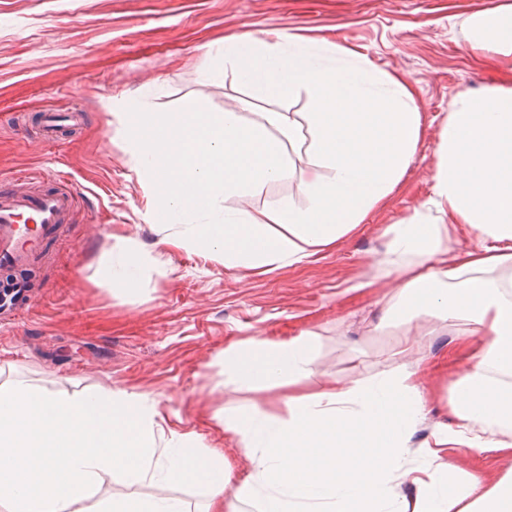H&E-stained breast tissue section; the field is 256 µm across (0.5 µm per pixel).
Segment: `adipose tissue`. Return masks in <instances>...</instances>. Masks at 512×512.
I'll use <instances>...</instances> for the list:
<instances>
[{"label":"adipose tissue","instance_id":"ef3b65f1","mask_svg":"<svg viewBox=\"0 0 512 512\" xmlns=\"http://www.w3.org/2000/svg\"><path fill=\"white\" fill-rule=\"evenodd\" d=\"M476 43L512 54V8L474 14ZM290 35L226 39L253 98L306 94L305 123L275 112L269 125L190 99L174 112L137 99L123 127L150 181L152 215L166 243L271 272L307 263L357 235L405 176L424 114L407 80L369 61L332 63ZM433 193L405 221L385 227L379 281L390 284L384 317L400 326L386 371L340 386L311 387L315 335L281 343L253 338L225 351L240 387H281L287 417L224 406L250 473L231 485L223 454L194 436L164 434L140 394L76 397L0 384V512H77L102 478L155 485L190 481L207 492L205 512H512V470L496 477L451 460L459 450L512 456V86L459 95L437 142ZM322 169L303 183V205L267 201L221 210L220 200L292 179L298 161ZM476 238L452 251L451 238ZM148 262L141 242L119 238L104 268L113 291L130 293ZM466 336V367L447 388L456 428L440 426L413 446L429 400L414 322Z\"/></svg>","mask_w":512,"mask_h":512}]
</instances>
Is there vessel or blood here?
I'll list each match as a JSON object with an SVG mask.
<instances>
[{
    "label": "vessel or blood",
    "mask_w": 512,
    "mask_h": 512,
    "mask_svg": "<svg viewBox=\"0 0 512 512\" xmlns=\"http://www.w3.org/2000/svg\"><path fill=\"white\" fill-rule=\"evenodd\" d=\"M77 121V114L68 111L42 117L49 138ZM41 181V176L21 171L11 177L9 188L0 190V271L15 275L0 286V309L14 314L22 313L29 296L22 272L45 262L48 242L62 235L83 202L70 178L57 176L58 186L51 191L41 189Z\"/></svg>",
    "instance_id": "1"
}]
</instances>
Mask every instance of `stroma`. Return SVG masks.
<instances>
[{
    "label": "stroma",
    "mask_w": 512,
    "mask_h": 512,
    "mask_svg": "<svg viewBox=\"0 0 512 512\" xmlns=\"http://www.w3.org/2000/svg\"><path fill=\"white\" fill-rule=\"evenodd\" d=\"M507 5L512 0H0V175L62 170L86 196L51 244L50 263L32 271L30 308L0 318V383L142 394L156 403L165 431L200 437L233 465L234 481L244 480L239 440L216 412L228 401L278 414L284 408L278 389L238 388L224 372L225 349L310 330L316 378L340 385L393 361L398 336L380 322L384 289L350 285L376 274L382 229L431 196L437 138L455 97L512 80V56L474 43L466 24L471 13ZM269 31L336 42L375 71L404 77L426 121L406 176L356 237L307 265L246 274L163 244L118 115L144 91L160 112L199 99L214 112L235 107L248 122H265L270 112L304 115L306 95L252 99L216 52L226 36ZM214 68L223 69V82L208 80ZM60 108L82 113V123L52 140L36 134L40 115ZM20 122L30 129L23 139ZM311 174L298 164L293 180L228 205L250 211L272 198L300 199L298 185ZM95 225L105 227L103 236L91 234ZM127 235L145 243L150 260L138 290L116 294L101 262ZM414 356L432 390L430 413L413 436L418 445L437 424H455L444 388L465 360L460 340L447 334L423 341ZM131 492L180 499L187 512H203L207 500L187 483L106 479L87 505Z\"/></svg>",
    "instance_id": "35a3bbf8"
}]
</instances>
